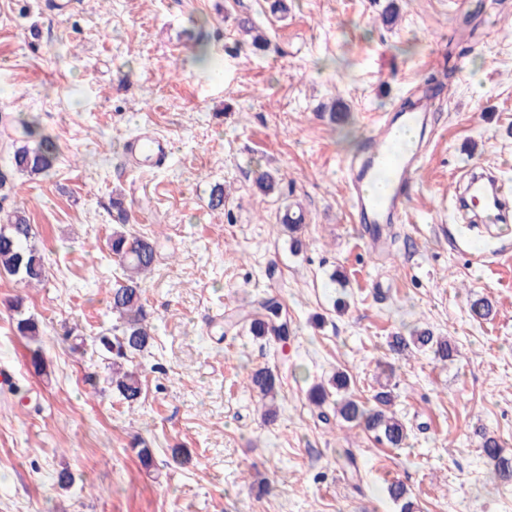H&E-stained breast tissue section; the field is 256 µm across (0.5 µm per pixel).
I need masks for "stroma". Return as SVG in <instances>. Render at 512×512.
Instances as JSON below:
<instances>
[{"instance_id":"obj_1","label":"stroma","mask_w":512,"mask_h":512,"mask_svg":"<svg viewBox=\"0 0 512 512\" xmlns=\"http://www.w3.org/2000/svg\"><path fill=\"white\" fill-rule=\"evenodd\" d=\"M272 3L0 0V170L29 143L26 120L58 151L49 175L14 177L47 276L27 288L0 274V512H400L395 481L417 512H512V483L479 451L488 432L512 457V223L471 222L458 203L469 167L512 184V0H468L462 13L454 0H287L284 14ZM240 16L265 31L267 53L243 44ZM423 93L442 106L421 126L407 213L383 254L352 219L346 167L368 153L376 120ZM337 99L342 122L321 110ZM144 126L171 141L163 169L126 163ZM259 167L278 179L266 196ZM116 196L127 231L158 251L143 281L154 342L134 360L132 406L106 362L69 341L115 322ZM289 206L308 216L297 251L279 222ZM18 295L44 329L46 373L13 332ZM269 296L288 311V344L225 330ZM479 297L488 319L470 314ZM417 327L448 337L454 359L391 351V336ZM259 367L282 383L270 419L248 385ZM339 370L359 400L393 391L405 447L319 419L308 392Z\"/></svg>"}]
</instances>
